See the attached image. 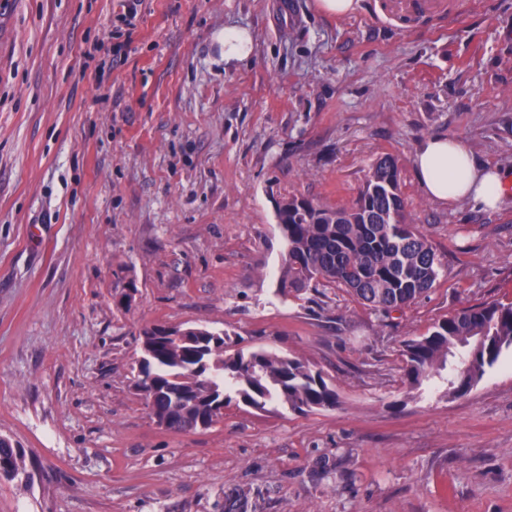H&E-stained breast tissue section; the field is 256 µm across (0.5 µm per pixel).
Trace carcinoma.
<instances>
[{
	"instance_id": "1",
	"label": "carcinoma",
	"mask_w": 512,
	"mask_h": 512,
	"mask_svg": "<svg viewBox=\"0 0 512 512\" xmlns=\"http://www.w3.org/2000/svg\"><path fill=\"white\" fill-rule=\"evenodd\" d=\"M404 200L395 159L374 163L356 201L330 208L292 198L278 212L286 251L278 291L341 286L388 315L415 301L443 276L447 266L424 234L404 221ZM230 336L206 327L185 337L144 327L139 373L150 414L171 416L169 429H208L236 399L256 410L278 404L305 414L335 408L338 394L323 373L305 362L256 349L230 351ZM512 350V302L466 308L404 343V376L413 389L452 365L446 394L467 393ZM28 476L20 448L0 439V479Z\"/></svg>"
}]
</instances>
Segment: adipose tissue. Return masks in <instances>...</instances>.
Wrapping results in <instances>:
<instances>
[{"instance_id": "obj_1", "label": "adipose tissue", "mask_w": 512, "mask_h": 512, "mask_svg": "<svg viewBox=\"0 0 512 512\" xmlns=\"http://www.w3.org/2000/svg\"><path fill=\"white\" fill-rule=\"evenodd\" d=\"M414 165L425 195L437 202L469 199L493 209L503 193V174L478 165L466 142L456 136L425 138Z\"/></svg>"}]
</instances>
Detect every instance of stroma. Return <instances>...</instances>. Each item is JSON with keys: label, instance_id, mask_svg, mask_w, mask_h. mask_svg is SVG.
Segmentation results:
<instances>
[{"label": "stroma", "instance_id": "stroma-1", "mask_svg": "<svg viewBox=\"0 0 512 512\" xmlns=\"http://www.w3.org/2000/svg\"><path fill=\"white\" fill-rule=\"evenodd\" d=\"M125 10L0 0V437L30 471L0 512H512V354L457 397L409 394L401 356L512 302V186L447 205L414 170L459 136L512 182V0H139L118 57ZM228 28L247 61L225 64ZM385 156L447 274L387 318L342 288L281 297L278 203L351 206ZM155 323L302 358L340 404L160 428L132 385ZM252 52V38L246 30L229 28L224 31V62H242Z\"/></svg>", "mask_w": 512, "mask_h": 512}]
</instances>
